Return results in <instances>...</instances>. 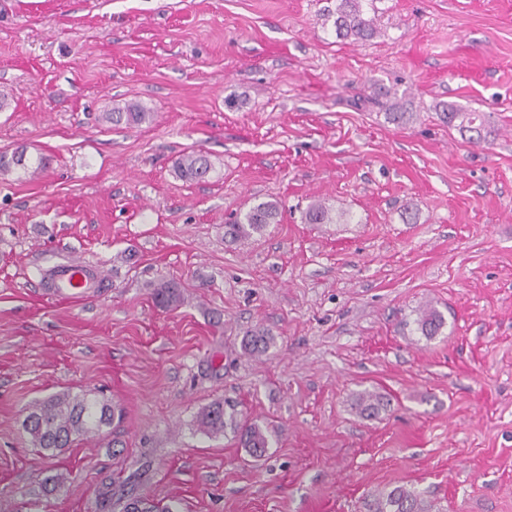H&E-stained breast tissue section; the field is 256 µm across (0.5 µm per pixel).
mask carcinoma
<instances>
[{
    "mask_svg": "<svg viewBox=\"0 0 512 512\" xmlns=\"http://www.w3.org/2000/svg\"><path fill=\"white\" fill-rule=\"evenodd\" d=\"M365 0H336V18L333 21L336 37L368 40L375 36L377 28L374 19L367 16ZM148 113L137 106L128 104L117 107L112 112V122L140 124ZM443 118L448 124H458L462 130L481 133L484 119L479 112H462L452 106L443 109ZM15 167L28 169L26 152L0 154V172H7ZM211 164L200 153L190 152L181 155L176 161V169L181 178L187 181L200 180L209 173ZM278 216V208L273 203H260L251 207L243 217L228 225L227 234L234 240L248 239L261 233ZM305 220L309 224H331L333 217L330 210L320 201L311 204ZM154 298L163 307L176 304L179 300L176 286L163 283L154 289ZM418 326L425 336L435 335L444 321L439 312L432 307L421 310L417 319ZM361 411L372 416L387 405L384 397L376 392L366 391L357 398ZM115 409L108 401L97 399L87 392L72 394L64 392L45 400H38L30 405L22 422L23 431L29 436L33 447L50 454L69 447L75 440L102 433L103 428L111 425ZM200 427L209 434L224 432L227 426L239 433V443L250 450L253 456L260 457L268 448L265 430L256 423L240 426L234 418H225L224 404L215 402L205 408L200 415ZM123 512H179L174 502L162 506L143 499L130 498ZM375 512H429L424 500L412 489L395 487L378 495Z\"/></svg>",
    "mask_w": 512,
    "mask_h": 512,
    "instance_id": "carcinoma-1",
    "label": "carcinoma"
}]
</instances>
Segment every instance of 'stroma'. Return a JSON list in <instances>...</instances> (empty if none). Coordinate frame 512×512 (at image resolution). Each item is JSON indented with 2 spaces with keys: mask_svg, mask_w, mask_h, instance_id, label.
Instances as JSON below:
<instances>
[{
  "mask_svg": "<svg viewBox=\"0 0 512 512\" xmlns=\"http://www.w3.org/2000/svg\"><path fill=\"white\" fill-rule=\"evenodd\" d=\"M335 5L0 0V153L46 160L0 172V512H100L106 482L112 512H371L397 486L512 512V0H373L360 42ZM125 104L148 120L113 124ZM192 151L198 182L174 171ZM315 201L334 223L305 222ZM262 202L276 223L225 237ZM72 255L107 277L62 300ZM67 391L123 417L38 451L24 411ZM365 391L387 410L358 414ZM215 402L264 428L263 457L199 430ZM442 114L448 125H453L458 121L459 123L456 126L461 130L476 132L477 134L481 133L484 119L483 115L479 112H462L452 106H448L443 109ZM211 164L208 158L200 153L182 154L176 161V169L181 178L187 181L200 180L209 173Z\"/></svg>",
  "mask_w": 512,
  "mask_h": 512,
  "instance_id": "stroma-1",
  "label": "stroma"
}]
</instances>
